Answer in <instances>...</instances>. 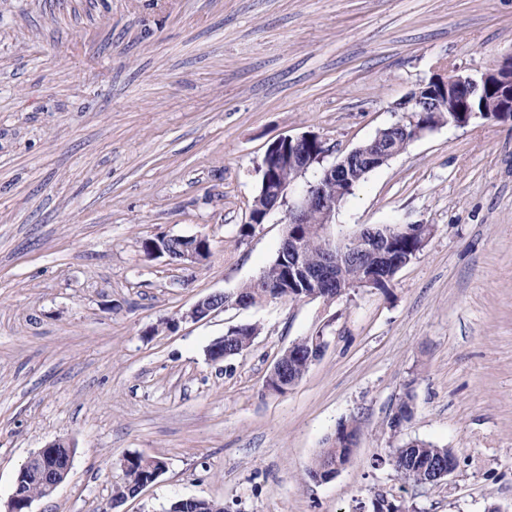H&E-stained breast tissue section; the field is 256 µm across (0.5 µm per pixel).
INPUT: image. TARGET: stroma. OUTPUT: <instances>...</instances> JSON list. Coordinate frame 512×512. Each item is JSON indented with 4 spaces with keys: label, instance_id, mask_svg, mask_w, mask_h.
<instances>
[{
    "label": "stroma",
    "instance_id": "1",
    "mask_svg": "<svg viewBox=\"0 0 512 512\" xmlns=\"http://www.w3.org/2000/svg\"><path fill=\"white\" fill-rule=\"evenodd\" d=\"M512 52V0H0V512L31 454L61 439L69 475L33 512H103L119 462L164 461L121 512L204 498L228 512H512V126L477 118L371 171L336 227L428 224L388 291L264 300L200 322L277 254L249 234L258 164L312 132L340 160L392 124L437 65L480 77ZM206 236L182 268L145 239ZM178 319L176 329L161 321ZM258 329L233 358L209 345ZM326 348L286 393L265 381L298 339ZM399 438L451 449L436 485H403ZM362 421L332 480L307 476ZM229 305L241 307L243 303L230 301L224 303V294H211L196 301L189 310L180 316V319L181 321L199 322L210 317L216 311L224 310ZM256 331H257V328L255 326H251V325L239 326V327H234V328L229 329L224 334V336H226L225 338L223 336L218 339L223 343V351L220 352L219 354H214V355L209 354L210 355L209 358L212 359L211 357L213 356V357H215V359H212V360H223L224 359V349L226 351L227 347L229 345H233V348L236 349L235 354L232 356L240 354L242 351H244L245 349H247L250 346V344L252 343L253 338L256 334ZM227 352L231 353L232 351L227 350ZM232 356H230V357H232Z\"/></svg>",
    "mask_w": 512,
    "mask_h": 512
}]
</instances>
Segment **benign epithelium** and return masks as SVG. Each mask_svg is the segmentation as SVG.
<instances>
[{"mask_svg":"<svg viewBox=\"0 0 512 512\" xmlns=\"http://www.w3.org/2000/svg\"><path fill=\"white\" fill-rule=\"evenodd\" d=\"M481 89L487 90L489 97L486 98L482 110L477 112L472 108L470 100ZM450 96L458 98V103L454 111L444 116L442 112ZM397 111L401 112L400 119L390 127L379 130L374 140L382 139L385 134L407 122L413 124L412 135L415 139L443 125L466 126L471 118L478 116L497 122L511 123L512 52L478 78L456 72L450 73L445 69L437 70L428 80L422 82L416 91L397 104ZM426 112L434 114V122L425 126L417 125L419 116ZM309 144L322 148L315 161L320 163L329 154L323 138L312 133L280 137L269 146L268 152L278 154L281 160L292 164L303 173L307 170L308 161L298 153V148ZM359 151L360 148L356 147L339 161L322 168L321 176L306 184L300 200L295 203L287 201L288 189L279 185L269 168L257 167V171L263 172L262 191L270 197L269 210L286 207L283 218L285 223L295 226L306 224L313 209L317 208L321 211L323 224L318 226V232L325 239V260L322 267L307 269L301 265L298 235L288 234L282 244V249L288 252V257L292 260L293 270L302 275L314 288H328L336 284V268L349 256L345 242L336 240L330 232L332 211L329 196L332 193V184L336 181V171L342 169ZM145 252L156 258L165 257L178 265L194 266L210 258L211 246L208 238L201 235L178 239L163 235L147 240ZM231 304L233 303L224 301V295L211 294L196 301L180 316V319H172L167 322V325L174 329L181 320L199 322ZM233 305L240 307L242 303L237 302Z\"/></svg>","mask_w":512,"mask_h":512,"instance_id":"7a95c632","label":"benign epithelium"}]
</instances>
